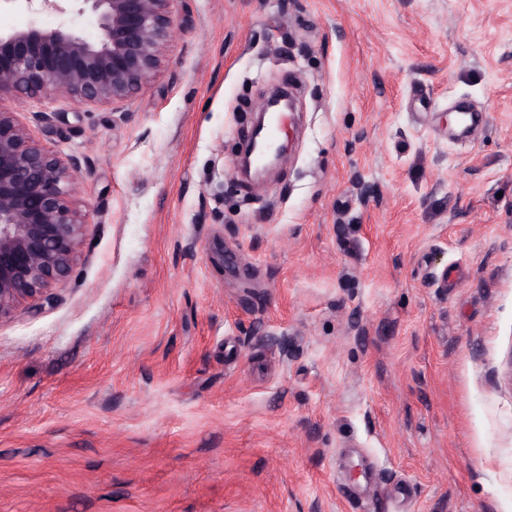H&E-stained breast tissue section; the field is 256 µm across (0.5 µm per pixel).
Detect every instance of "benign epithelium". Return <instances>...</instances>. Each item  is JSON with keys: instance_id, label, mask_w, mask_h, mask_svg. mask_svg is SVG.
I'll use <instances>...</instances> for the list:
<instances>
[{"instance_id": "1", "label": "benign epithelium", "mask_w": 512, "mask_h": 512, "mask_svg": "<svg viewBox=\"0 0 512 512\" xmlns=\"http://www.w3.org/2000/svg\"><path fill=\"white\" fill-rule=\"evenodd\" d=\"M40 2L60 13H91L97 34L37 26L0 33V94L66 97L79 107L124 100L156 73L175 33L176 0ZM288 109L292 100L273 91L258 106L252 137ZM287 152L285 139L261 157L249 150L236 167L262 178ZM80 169L79 158L47 150L0 101V320L72 274L87 224L76 210Z\"/></svg>"}]
</instances>
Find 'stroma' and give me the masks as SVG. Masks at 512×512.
I'll use <instances>...</instances> for the list:
<instances>
[{
    "label": "stroma",
    "instance_id": "obj_1",
    "mask_svg": "<svg viewBox=\"0 0 512 512\" xmlns=\"http://www.w3.org/2000/svg\"><path fill=\"white\" fill-rule=\"evenodd\" d=\"M79 157L68 280L0 320V512H512V0H177ZM92 15L0 8V32ZM292 85V154L234 162ZM481 111L453 135L455 104ZM457 287H438L447 266ZM293 110V102L290 97L280 93L278 89L273 91L258 106V115L252 134V145L250 150L244 154L236 163L239 171L246 175H253L256 178H262L274 169L287 155L288 136L281 140L274 147H271L263 156L258 157L254 154L253 142L268 126L273 114Z\"/></svg>",
    "mask_w": 512,
    "mask_h": 512
}]
</instances>
